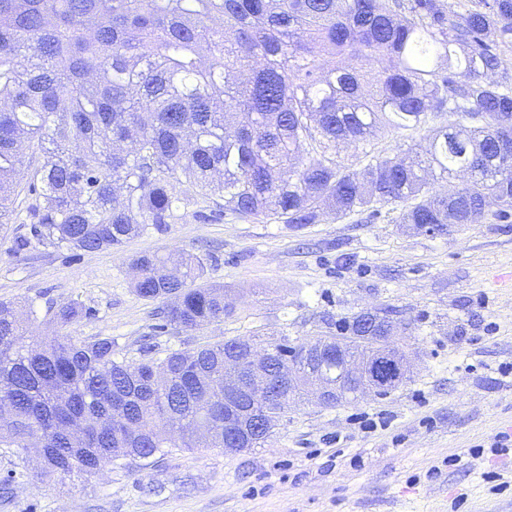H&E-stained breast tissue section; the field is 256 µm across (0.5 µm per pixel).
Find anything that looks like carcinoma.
I'll list each match as a JSON object with an SVG mask.
<instances>
[{
  "label": "carcinoma",
  "instance_id": "obj_1",
  "mask_svg": "<svg viewBox=\"0 0 512 512\" xmlns=\"http://www.w3.org/2000/svg\"><path fill=\"white\" fill-rule=\"evenodd\" d=\"M512 0H0V224L14 215L27 151L33 237L57 249H119L187 215L193 196L214 214L301 229L402 205L401 223L448 233L512 209ZM448 114L425 155L383 156L374 138L417 131ZM355 145L345 158L340 149ZM464 184L453 194L435 184ZM134 293L165 299V322L187 331L235 304L203 283L197 255L132 259ZM91 315L60 306L68 326ZM339 337L352 356L377 346ZM331 356L299 367L298 385L333 386ZM228 339L128 361L112 338L32 336L0 302V447L40 463L37 477L86 482L121 459L224 438ZM239 437L224 451L264 444Z\"/></svg>",
  "mask_w": 512,
  "mask_h": 512
}]
</instances>
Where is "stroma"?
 Returning <instances> with one entry per match:
<instances>
[{
  "mask_svg": "<svg viewBox=\"0 0 512 512\" xmlns=\"http://www.w3.org/2000/svg\"><path fill=\"white\" fill-rule=\"evenodd\" d=\"M399 216L385 205L298 230L200 201L166 231L87 253L31 241L14 215L0 226V302L23 307L34 334L108 336L139 360L258 333L297 344L388 308L416 359L390 394L293 405L263 447L234 456L178 449L58 490L22 449L0 447V512H512V215L445 236ZM171 250L204 258L233 314L164 325L165 300L135 295L129 260ZM68 303L93 314L60 327L53 312Z\"/></svg>",
  "mask_w": 512,
  "mask_h": 512,
  "instance_id": "1",
  "label": "stroma"
}]
</instances>
